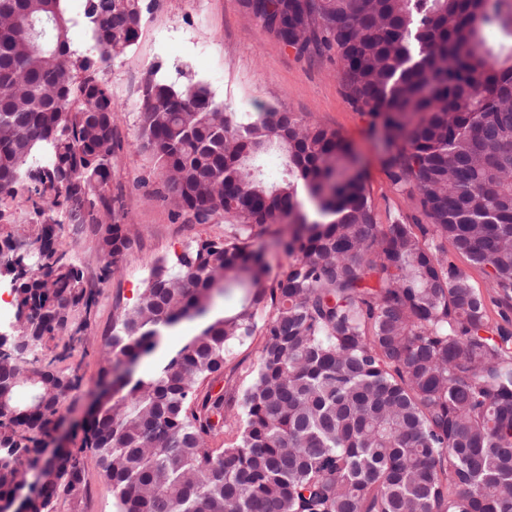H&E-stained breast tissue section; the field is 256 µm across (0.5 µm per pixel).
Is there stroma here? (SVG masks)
<instances>
[{
  "mask_svg": "<svg viewBox=\"0 0 512 512\" xmlns=\"http://www.w3.org/2000/svg\"><path fill=\"white\" fill-rule=\"evenodd\" d=\"M151 74L176 87L190 82L203 84L217 103L232 112L257 113L273 106L335 129L352 142L367 173L378 223L425 221L417 199L388 177L381 138L370 132L366 117L347 102L337 75L335 52L296 56L259 22L249 19L243 0H144L137 42L105 70L121 144L112 170V187L122 193L116 220L135 226L139 244L118 270L108 275L97 234L68 232L62 238L69 257L84 273L93 302L88 308L81 304L71 308V322L77 328L74 338L59 336L41 349L46 357L63 353L55 369L78 373L80 383L60 401L57 426L44 437L39 455L23 459L29 482L38 485L43 483L45 464L57 448L81 444L90 409L101 389L99 371L106 354L105 341L112 333L119 305L133 301L156 259L173 258L187 242L224 230L223 219L191 224L152 196L159 181L156 160L138 141L140 87ZM32 188V181L26 178L12 194L0 195V226L24 250L29 249L39 220L30 202ZM448 259L483 296L491 322H499L502 314L512 315V301H498L477 264L453 248ZM84 481L82 499L58 494L52 512H116L112 488L89 452L84 455Z\"/></svg>",
  "mask_w": 512,
  "mask_h": 512,
  "instance_id": "1",
  "label": "stroma"
}]
</instances>
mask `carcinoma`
Wrapping results in <instances>:
<instances>
[{
  "label": "carcinoma",
  "instance_id": "obj_1",
  "mask_svg": "<svg viewBox=\"0 0 512 512\" xmlns=\"http://www.w3.org/2000/svg\"><path fill=\"white\" fill-rule=\"evenodd\" d=\"M143 0H86L90 44L71 49L63 0H0V194L24 177L36 213L97 228L119 263L136 246L106 224L120 144L104 70L139 38ZM506 0H245L248 14L299 57L336 50L348 103L391 132L385 168L415 192L427 226L377 223L352 143L269 107L237 116L200 83L149 75L138 140L159 164L156 197L224 235L160 258L118 312L100 369L103 391L82 448L61 449L55 478L24 512L84 492L89 449L117 512H512V330L445 243L512 299V11ZM50 162L26 168L36 153ZM279 160L278 178L264 169ZM314 209L303 210L298 187ZM41 225L34 252L10 236L5 275L34 336L30 353L92 302ZM291 258L270 277L263 238ZM240 308L160 360L161 329L204 317L216 293ZM260 338L240 391H214L234 346ZM33 358L0 350V502L27 482L22 457L55 427L77 387ZM447 249L448 260L468 277L470 284L485 299L489 320L492 323L501 322L502 312H507L512 318V300L507 303L497 301L498 296L491 287L490 281L484 271L466 255L456 251L450 241H448Z\"/></svg>",
  "mask_w": 512,
  "mask_h": 512
}]
</instances>
